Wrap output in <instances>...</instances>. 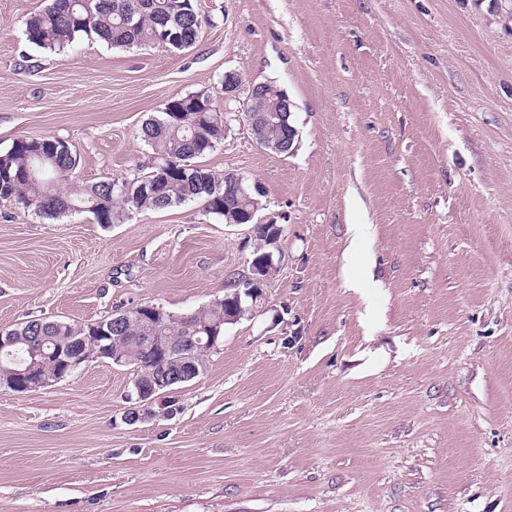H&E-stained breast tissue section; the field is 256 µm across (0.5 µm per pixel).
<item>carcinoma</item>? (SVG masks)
I'll return each instance as SVG.
<instances>
[{"label": "carcinoma", "instance_id": "obj_1", "mask_svg": "<svg viewBox=\"0 0 512 512\" xmlns=\"http://www.w3.org/2000/svg\"><path fill=\"white\" fill-rule=\"evenodd\" d=\"M26 40L50 52L72 46L90 33L112 47L151 45L159 47L164 36H175L190 49L201 38L203 17L197 0H46L42 10L24 22ZM287 94L275 84L264 89L259 106L271 109ZM292 127L291 114L273 113L271 122L261 131L271 144L286 137ZM226 113L212 107L207 93L176 95L160 115L141 128L142 140L156 155V162L146 174L124 182L119 178L92 184L76 182L77 154L59 137L27 138L13 141L0 152V199L14 200L39 216L57 218L76 212H89L99 224L122 221L136 210H164L174 205L201 201L209 215L224 223L247 224L252 204L246 200L224 210V175L200 164V159L224 140ZM126 184L129 196L118 185ZM224 329V303L211 302L191 313L167 318L164 332L182 343L193 338V353L203 366L210 351L206 345V325ZM154 320L130 315L121 337L109 341L111 351H120L128 361L142 359L143 352L133 341L136 336L154 333ZM88 325L66 321L63 335L84 337L77 342L84 359L99 357L96 339L86 338ZM17 337L16 359L27 356L29 336L58 335L52 322L37 325L25 321L13 328Z\"/></svg>", "mask_w": 512, "mask_h": 512}]
</instances>
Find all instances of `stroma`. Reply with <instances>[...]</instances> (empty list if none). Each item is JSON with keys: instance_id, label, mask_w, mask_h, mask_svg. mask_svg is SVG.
<instances>
[{"instance_id": "stroma-1", "label": "stroma", "mask_w": 512, "mask_h": 512, "mask_svg": "<svg viewBox=\"0 0 512 512\" xmlns=\"http://www.w3.org/2000/svg\"><path fill=\"white\" fill-rule=\"evenodd\" d=\"M0 0V151L57 136L80 181L133 179L176 95L228 111L202 159L283 232L265 304L132 424L133 371L93 359L0 388V512H512V22L495 0H197L191 49L50 52ZM236 72L235 100L221 91ZM295 107L289 155L239 121ZM252 225L202 203L107 226L0 201V329L185 314L249 271ZM267 84H269V83L268 82H260V83H254L250 86V97L254 101V104L247 107L245 109V112H243L244 121L246 122L249 130L251 131V134L253 135V138L255 139L256 143L261 148L271 151L275 154L289 155V154L293 153L296 148L295 144L297 142V136L295 137V139L293 141L294 132L298 134L296 129L294 132H291L290 135L288 133V140L281 142L280 150H278L277 152H274L270 149L263 147L262 144L257 139L256 132H258L270 120L269 115L267 113L268 111L265 110L264 108H266V109L273 108L275 105H277V103L283 98V96L285 94H288L286 90L280 88L279 86H277L275 84H270V85L266 86ZM264 86H266L264 89V97L257 104L256 102L258 100V97H257L258 90ZM292 141H293V144H292ZM291 144H292V146H291ZM290 147L291 148L294 147V148L290 149ZM287 148H288V151L286 152L285 150Z\"/></svg>"}]
</instances>
